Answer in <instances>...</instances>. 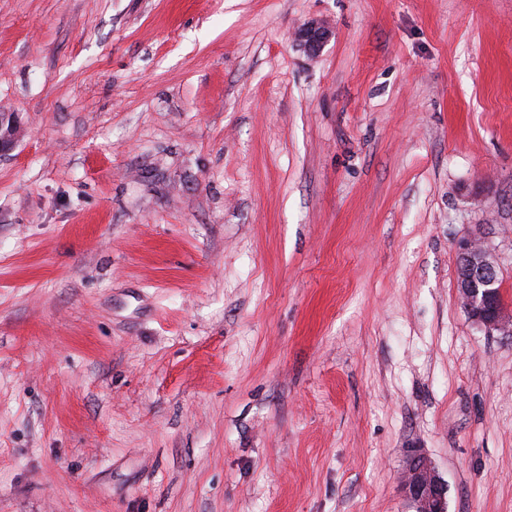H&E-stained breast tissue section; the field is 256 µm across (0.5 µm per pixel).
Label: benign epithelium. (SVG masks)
Masks as SVG:
<instances>
[{"instance_id":"1","label":"benign epithelium","mask_w":512,"mask_h":512,"mask_svg":"<svg viewBox=\"0 0 512 512\" xmlns=\"http://www.w3.org/2000/svg\"><path fill=\"white\" fill-rule=\"evenodd\" d=\"M296 37L308 55L317 56L330 33L312 22L302 25ZM458 258L457 291L464 311L488 333L511 336L512 313L500 300L502 281L495 258L474 237L461 243ZM402 483L415 512H448V486L425 457L408 460Z\"/></svg>"}]
</instances>
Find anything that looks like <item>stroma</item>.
Returning a JSON list of instances; mask_svg holds the SVG:
<instances>
[{
	"mask_svg": "<svg viewBox=\"0 0 512 512\" xmlns=\"http://www.w3.org/2000/svg\"><path fill=\"white\" fill-rule=\"evenodd\" d=\"M1 112L0 512H512V0H0ZM297 40L309 56H317L330 38L329 30L317 23H305L296 32ZM457 291L464 311L489 334L512 335V314L500 300L502 281L492 254L476 237L460 245ZM402 483L416 512L448 511V486L425 457L414 455L408 460Z\"/></svg>",
	"mask_w": 512,
	"mask_h": 512,
	"instance_id": "stroma-1",
	"label": "stroma"
}]
</instances>
